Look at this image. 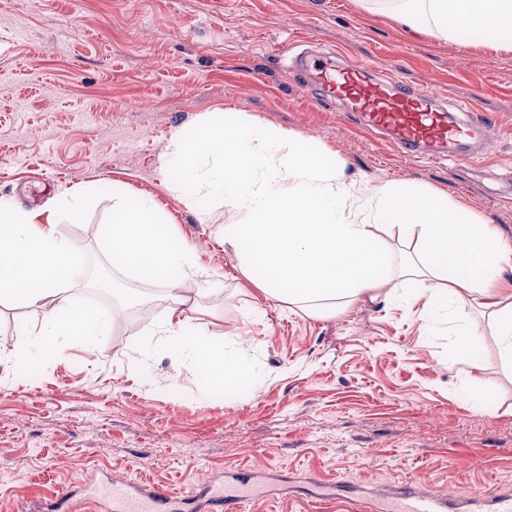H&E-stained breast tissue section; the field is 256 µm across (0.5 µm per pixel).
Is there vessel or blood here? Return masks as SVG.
Masks as SVG:
<instances>
[{
	"label": "vessel or blood",
	"instance_id": "b4317fda",
	"mask_svg": "<svg viewBox=\"0 0 512 512\" xmlns=\"http://www.w3.org/2000/svg\"><path fill=\"white\" fill-rule=\"evenodd\" d=\"M302 69L306 84L319 100L342 102L359 113L370 128L387 137L406 155L440 159L464 141L479 138L482 127L453 119L438 95L429 88L413 89L394 77L374 74L367 65H348L334 52L307 56ZM277 471L212 475L187 495H171L148 483L109 477L102 490L113 512H247L260 497L279 491ZM451 498L445 491L428 490L410 497L391 498L387 512H446Z\"/></svg>",
	"mask_w": 512,
	"mask_h": 512
}]
</instances>
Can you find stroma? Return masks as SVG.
Returning a JSON list of instances; mask_svg holds the SVG:
<instances>
[{"label":"stroma","instance_id":"obj_1","mask_svg":"<svg viewBox=\"0 0 512 512\" xmlns=\"http://www.w3.org/2000/svg\"><path fill=\"white\" fill-rule=\"evenodd\" d=\"M312 40L342 49L483 123L472 161L404 156L337 103L305 95L292 58ZM336 152L348 177L413 181L512 241V52L397 30L355 0H0V197L48 208L65 189L109 177L152 194L176 241L195 249L216 288L191 330L238 340L260 384L207 388L153 328L157 299L84 346L63 337L46 358L36 312L0 301V512H37L85 476H131L187 492L207 475L277 467L334 490L286 495L250 512H345L348 492L408 486L479 498L512 487V374L485 336L478 384L460 361V321L409 293L313 318L240 288L215 227L168 188L173 134L215 112ZM111 199L60 236L85 276L71 300L109 307L97 272L120 274L99 247Z\"/></svg>","mask_w":512,"mask_h":512}]
</instances>
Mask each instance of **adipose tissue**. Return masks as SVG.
<instances>
[{
    "label": "adipose tissue",
    "instance_id": "1",
    "mask_svg": "<svg viewBox=\"0 0 512 512\" xmlns=\"http://www.w3.org/2000/svg\"><path fill=\"white\" fill-rule=\"evenodd\" d=\"M396 27L459 45L512 51V0H356ZM166 182L187 196L196 219L215 225L224 251L237 259L258 294L313 316L347 312L359 297L393 296L404 285L425 305H451L465 319L461 357L480 370L484 333L495 336L504 367L512 370V242L458 204L412 182H348L335 153L310 148L285 133L214 114L178 131L163 162ZM112 198V220L100 241L136 274L166 275L168 318L159 333L211 387L255 379L238 342L207 343L190 335L198 296L210 271L198 253L173 244L154 197L129 199L108 177L95 187L60 195L49 210H24L0 198V299L39 314L44 357L58 337L93 344L107 335L114 311L65 296L64 280L81 277L79 253L58 233L60 218L79 220L101 195ZM237 213L221 223L222 208ZM398 232L397 243L378 237Z\"/></svg>",
    "mask_w": 512,
    "mask_h": 512
}]
</instances>
